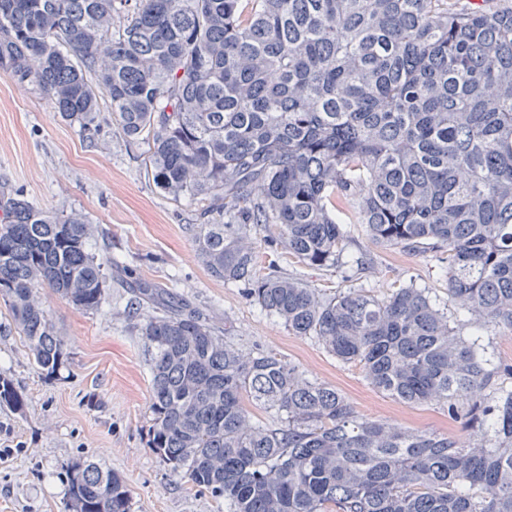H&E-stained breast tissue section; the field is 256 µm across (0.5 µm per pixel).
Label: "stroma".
<instances>
[{
  "label": "stroma",
  "instance_id": "1",
  "mask_svg": "<svg viewBox=\"0 0 512 512\" xmlns=\"http://www.w3.org/2000/svg\"><path fill=\"white\" fill-rule=\"evenodd\" d=\"M0 186L56 214L83 213L101 258L120 257L137 277L168 289L227 326L237 343L276 353L309 378L336 386L364 417L440 433L456 422L432 404L408 406L375 390L359 367L329 355L313 339L292 335L242 288L212 277L197 256L198 207L164 196L145 165L144 148L119 132L108 100L88 135L55 115L37 89L0 70ZM260 268L276 265L317 288L345 286L341 269L291 262L258 241ZM361 283L381 295L409 281L448 296L443 265L429 256L374 249ZM43 300L70 359L58 376L33 366L23 336L0 301V376L25 401L0 407V512H65L67 466L91 460L121 474L131 512H229L208 492L175 476L148 446L151 378L129 294L107 282L101 310L85 311L51 294Z\"/></svg>",
  "mask_w": 512,
  "mask_h": 512
}]
</instances>
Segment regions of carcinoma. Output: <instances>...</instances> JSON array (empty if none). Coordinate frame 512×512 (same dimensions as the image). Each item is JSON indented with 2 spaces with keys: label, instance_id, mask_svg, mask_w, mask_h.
Masks as SVG:
<instances>
[{
  "label": "carcinoma",
  "instance_id": "cac0c4a2",
  "mask_svg": "<svg viewBox=\"0 0 512 512\" xmlns=\"http://www.w3.org/2000/svg\"><path fill=\"white\" fill-rule=\"evenodd\" d=\"M0 69L88 130L105 96L152 181L198 203L197 254L295 336L449 435L358 414L336 388L242 350L176 294L102 260L79 212L0 192V298L33 363L69 353L41 291L98 310L106 275L153 315L148 443L230 512H512V0H0ZM359 224L379 248L446 263L448 306L261 274L253 234L341 268ZM274 413L251 421L245 401ZM24 400L0 377V406ZM70 512H130L117 473L65 472Z\"/></svg>",
  "mask_w": 512,
  "mask_h": 512
}]
</instances>
